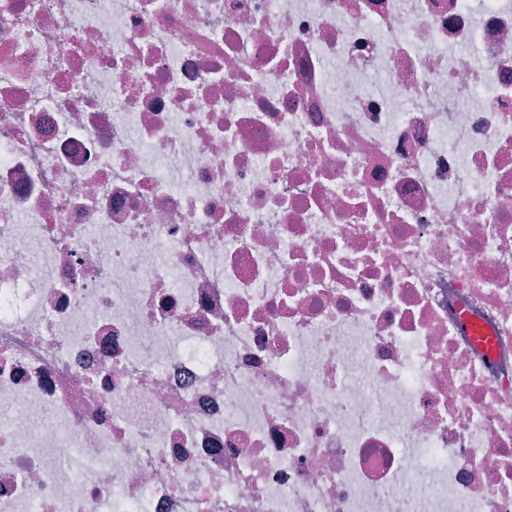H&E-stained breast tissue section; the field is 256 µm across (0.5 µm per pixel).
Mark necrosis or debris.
I'll list each match as a JSON object with an SVG mask.
<instances>
[{"mask_svg": "<svg viewBox=\"0 0 512 512\" xmlns=\"http://www.w3.org/2000/svg\"><path fill=\"white\" fill-rule=\"evenodd\" d=\"M33 404L0 512H512V0H0Z\"/></svg>", "mask_w": 512, "mask_h": 512, "instance_id": "4bbe7bcc", "label": "necrosis or debris"}]
</instances>
